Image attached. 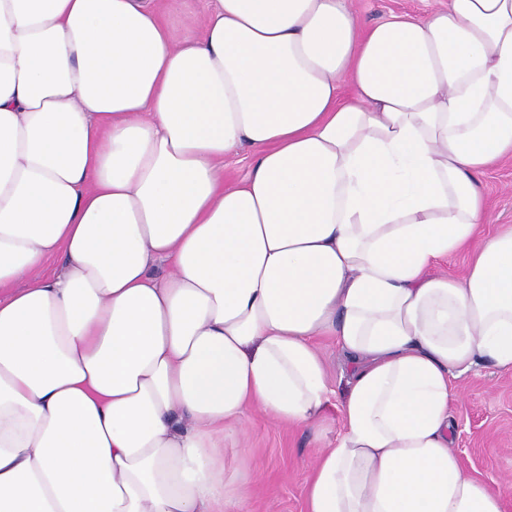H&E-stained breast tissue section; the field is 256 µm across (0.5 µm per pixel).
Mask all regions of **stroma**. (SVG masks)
Listing matches in <instances>:
<instances>
[{
	"mask_svg": "<svg viewBox=\"0 0 512 512\" xmlns=\"http://www.w3.org/2000/svg\"><path fill=\"white\" fill-rule=\"evenodd\" d=\"M448 0H353L355 12L368 23L394 15L421 16L446 6ZM489 208L485 233L512 225V162L487 170L481 178ZM315 346L325 356L330 372L327 429L323 438L304 427L277 424L260 410L244 420L241 435L226 438L225 448L236 450L238 464L253 480L250 512H305L309 466L323 440L339 431L340 403L345 381L340 375L336 340L320 336ZM463 398L457 409L453 447L462 467L490 485L512 483V372L484 362L459 382Z\"/></svg>",
	"mask_w": 512,
	"mask_h": 512,
	"instance_id": "35a3bbf8",
	"label": "stroma"
}]
</instances>
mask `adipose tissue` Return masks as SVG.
Wrapping results in <instances>:
<instances>
[{
  "label": "adipose tissue",
  "instance_id": "1",
  "mask_svg": "<svg viewBox=\"0 0 512 512\" xmlns=\"http://www.w3.org/2000/svg\"><path fill=\"white\" fill-rule=\"evenodd\" d=\"M170 2L0 0V512H248L224 433H320L317 336L306 512H503L452 444L457 380L512 371V0ZM209 0H192L188 11L175 10L168 16V21L180 31H193L202 34V24L211 6ZM355 12L368 23L394 15L422 16L447 5L448 0H352ZM481 182L489 208V224H483V231L492 234L502 224L512 225V162L487 170Z\"/></svg>",
  "mask_w": 512,
  "mask_h": 512
}]
</instances>
